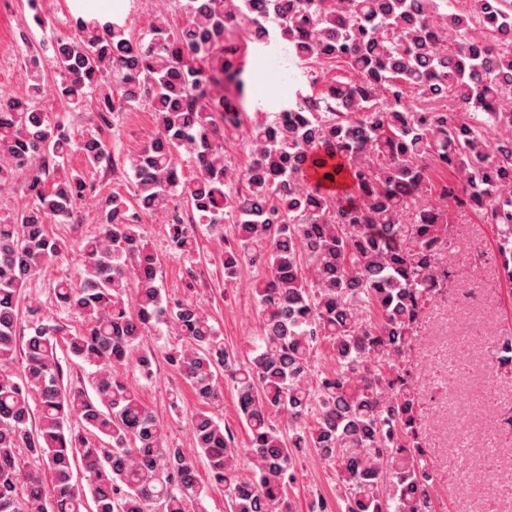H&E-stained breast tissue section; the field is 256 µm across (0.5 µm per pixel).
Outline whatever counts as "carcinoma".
I'll list each match as a JSON object with an SVG mask.
<instances>
[{"label":"carcinoma","instance_id":"obj_1","mask_svg":"<svg viewBox=\"0 0 512 512\" xmlns=\"http://www.w3.org/2000/svg\"><path fill=\"white\" fill-rule=\"evenodd\" d=\"M180 0L183 21L159 15L139 38L118 21L75 20L51 43L54 94L101 123L142 106L156 133L128 158L136 203L95 196L92 172L113 163L97 132L75 136L41 106L40 56L25 44L30 83L0 101V185L27 173L25 208L0 217V512H205L206 487L228 512H295L289 491L304 451L335 471L336 497L308 512H436L437 478L420 425L415 367L406 355L429 302L455 274L454 213L493 226L498 269L512 291V8L507 0ZM491 29L488 42L473 26ZM247 40H285L306 64L309 91L256 123L249 160L224 158V132L247 112L213 87L240 75ZM449 101L418 108L413 100ZM192 156L187 179L182 154ZM82 156L75 167L71 157ZM351 196L325 191L339 175ZM97 198L101 224L75 244L49 235ZM170 224L172 255L196 249L194 225H232L224 276L262 266L254 296L262 332L242 359L197 301L169 302L143 216ZM77 275L53 284L56 307L84 325L68 330L23 294L71 251ZM175 327L184 341L166 362L193 388L198 456L166 441L120 369L152 374L146 334ZM329 345L334 367L314 356ZM92 368L91 386L64 380L58 348ZM488 366L512 376V331ZM236 392L254 468H236L221 377ZM79 467L83 484L74 481ZM52 477L46 486L45 474Z\"/></svg>","mask_w":512,"mask_h":512}]
</instances>
